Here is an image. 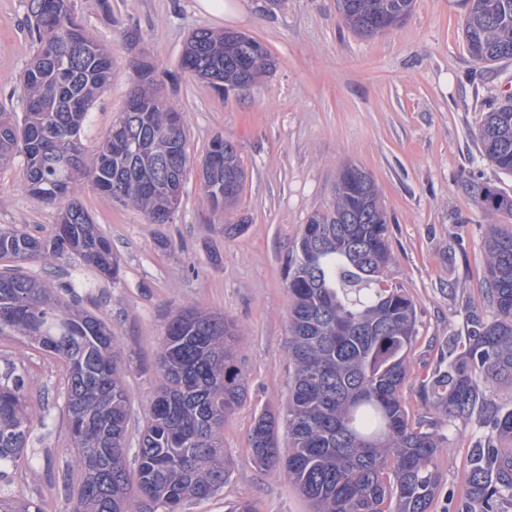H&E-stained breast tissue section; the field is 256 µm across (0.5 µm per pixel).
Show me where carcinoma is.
<instances>
[{
  "instance_id": "cac0c4a2",
  "label": "carcinoma",
  "mask_w": 512,
  "mask_h": 512,
  "mask_svg": "<svg viewBox=\"0 0 512 512\" xmlns=\"http://www.w3.org/2000/svg\"><path fill=\"white\" fill-rule=\"evenodd\" d=\"M345 24L370 37L409 15L413 0H337ZM36 51L16 91L23 115L0 109V167L23 157L22 186L58 207V221L42 238L0 227V335L49 353L64 368L66 435L75 456L69 470L78 488L65 512H180L224 488V419L245 398L236 355L238 329L222 314L176 309L160 347L157 386L136 448L127 443L132 418L112 327L79 307L83 284L54 287L26 272L35 260L74 258L102 280L114 281L119 263L111 241L76 196L89 182L152 223L170 224L169 168L187 176V126L162 94L155 66L137 64V86L108 136L86 148L81 131L112 75V55L91 38L74 0H27ZM463 33L473 60L512 58V0H471ZM275 67L268 50L231 31L194 30L182 70L217 90L250 86ZM481 154L512 173V107L485 113ZM204 202L224 210V180L244 179L236 147L220 135L201 161ZM345 167L334 203L310 216L289 252L291 306L288 354L294 367L286 409L288 452L279 448L280 418L261 413L250 430L257 463L288 476L314 512H430L439 480L434 460L446 436L414 426L399 400L405 356L415 335L413 300L389 284L388 216L374 180ZM474 193L483 210L512 215V199ZM486 294L493 317L470 320L464 351L423 381V396L452 423L478 414L488 432L471 458L467 500L474 512H502L512 501V409L487 397L512 385V231H492ZM24 375L0 379V479L18 467L32 434L48 426L26 402ZM0 512H43L32 500L0 492Z\"/></svg>"
}]
</instances>
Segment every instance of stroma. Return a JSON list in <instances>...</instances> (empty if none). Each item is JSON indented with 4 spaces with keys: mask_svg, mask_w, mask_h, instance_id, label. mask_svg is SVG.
<instances>
[{
    "mask_svg": "<svg viewBox=\"0 0 512 512\" xmlns=\"http://www.w3.org/2000/svg\"><path fill=\"white\" fill-rule=\"evenodd\" d=\"M217 17L198 0H76L87 31L112 53V78L91 107L84 143L109 132L137 83L135 63L153 62L163 90L187 120L196 166L173 223L155 224L140 210L83 185L78 197L112 242L117 281L96 280L74 260L29 264L51 282H86L82 305L112 328L125 363L133 416L130 440L146 424L164 327L175 308L223 314L239 330L240 366L248 394L224 421L229 478L214 497L183 512H226L241 501L257 512H312L286 475L257 464L249 445L255 418L284 412L293 385L288 356L290 298L284 262L303 224L332 202L343 164L365 168L390 219L391 284L416 310L417 337L407 356L400 399L410 419L440 424L448 438L436 458L440 486L430 512H465L470 457L486 432L478 418L444 425L420 393L453 343L463 342L471 315L490 316L484 277L491 229H512V216L485 211L472 184L512 196V174L483 158L477 131L490 105L512 93V58L490 68L472 60L463 36L470 0H414L400 26L371 38L342 21L336 0H231ZM26 0H0V104L24 105L14 90L35 51ZM237 30L260 41L276 61L259 83L219 93L180 67L193 30ZM231 141L246 178L237 205L211 211L202 202L197 166L215 135ZM20 165L0 170V225L48 235L56 207L22 189ZM243 223L228 236L224 227ZM24 374L31 406H44L50 426L28 447L30 464L5 491L63 512L74 482L66 474L57 359L14 338H0V374Z\"/></svg>",
    "mask_w": 512,
    "mask_h": 512,
    "instance_id": "obj_1",
    "label": "stroma"
}]
</instances>
